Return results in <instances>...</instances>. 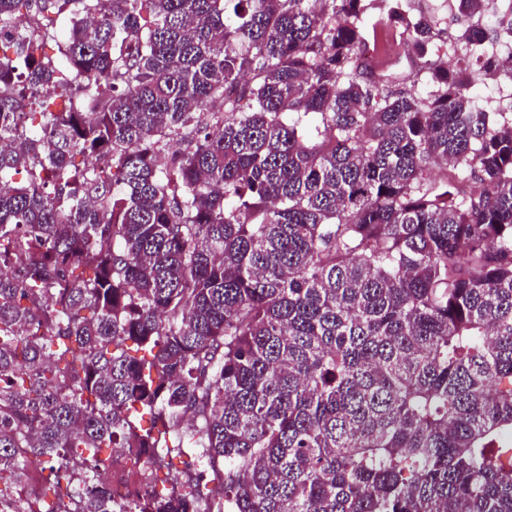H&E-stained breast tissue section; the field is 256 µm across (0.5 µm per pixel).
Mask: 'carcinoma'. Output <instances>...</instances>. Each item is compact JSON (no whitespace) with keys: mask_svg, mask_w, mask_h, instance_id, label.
Listing matches in <instances>:
<instances>
[{"mask_svg":"<svg viewBox=\"0 0 512 512\" xmlns=\"http://www.w3.org/2000/svg\"><path fill=\"white\" fill-rule=\"evenodd\" d=\"M489 2L458 43L512 37ZM371 9L426 97L366 55ZM2 34L0 501L39 512L28 463L71 461L45 512H116L99 474L139 448L214 478L130 512H512V115L427 58L430 18L0 0ZM421 65L420 60L415 57L408 56L402 54L401 58L398 60L397 65L394 66L395 72H397L401 78L406 79L407 85L410 84V81L414 79H418L419 83L416 86V89L420 93H425L427 91L426 86L423 84V77L415 76L418 70V67Z\"/></svg>","mask_w":512,"mask_h":512,"instance_id":"1","label":"carcinoma"}]
</instances>
